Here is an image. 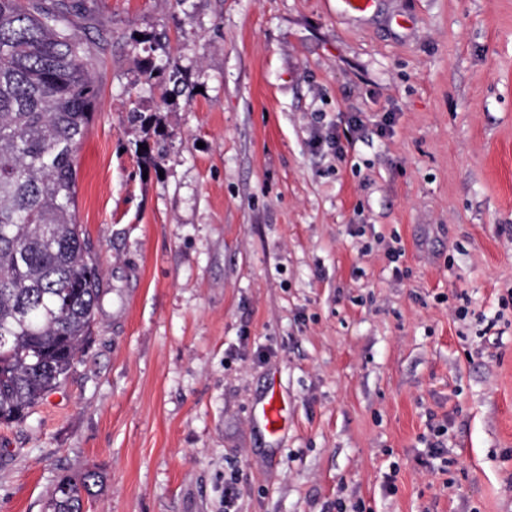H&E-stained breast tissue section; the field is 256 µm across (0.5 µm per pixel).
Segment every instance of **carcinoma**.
I'll return each instance as SVG.
<instances>
[{"label": "carcinoma", "mask_w": 512, "mask_h": 512, "mask_svg": "<svg viewBox=\"0 0 512 512\" xmlns=\"http://www.w3.org/2000/svg\"><path fill=\"white\" fill-rule=\"evenodd\" d=\"M81 0H0V423L22 422L70 376L91 337L103 273L76 218L77 153L98 109L99 44ZM149 89L180 72L145 49ZM129 122L153 114L133 102ZM92 470L60 479L51 512H83Z\"/></svg>", "instance_id": "obj_1"}]
</instances>
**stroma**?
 I'll return each instance as SVG.
<instances>
[{"label": "stroma", "mask_w": 512, "mask_h": 512, "mask_svg": "<svg viewBox=\"0 0 512 512\" xmlns=\"http://www.w3.org/2000/svg\"><path fill=\"white\" fill-rule=\"evenodd\" d=\"M92 6L103 293L68 380L0 425V512L87 470L84 512H512V0ZM144 37L172 99L135 82Z\"/></svg>", "instance_id": "35a3bbf8"}]
</instances>
